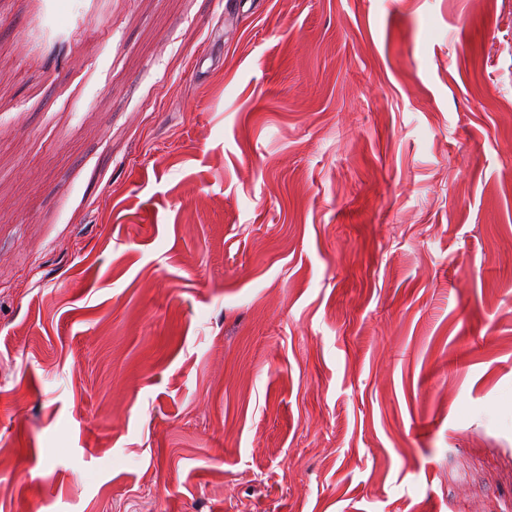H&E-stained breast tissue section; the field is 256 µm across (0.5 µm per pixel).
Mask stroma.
Segmentation results:
<instances>
[{
	"instance_id": "1",
	"label": "stroma",
	"mask_w": 512,
	"mask_h": 512,
	"mask_svg": "<svg viewBox=\"0 0 512 512\" xmlns=\"http://www.w3.org/2000/svg\"><path fill=\"white\" fill-rule=\"evenodd\" d=\"M0 0V512H512V0Z\"/></svg>"
}]
</instances>
